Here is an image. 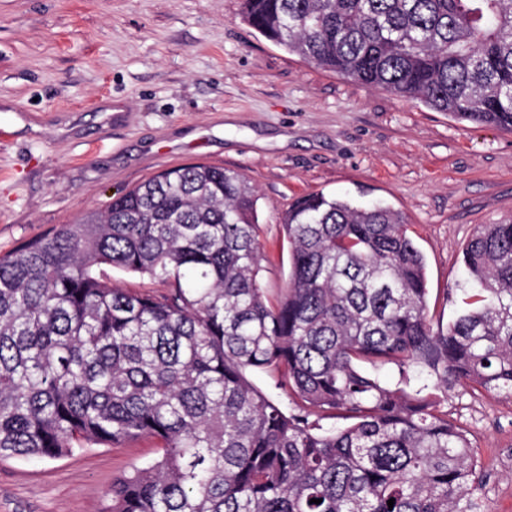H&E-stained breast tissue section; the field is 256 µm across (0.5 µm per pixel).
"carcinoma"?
<instances>
[{
	"label": "carcinoma",
	"mask_w": 512,
	"mask_h": 512,
	"mask_svg": "<svg viewBox=\"0 0 512 512\" xmlns=\"http://www.w3.org/2000/svg\"><path fill=\"white\" fill-rule=\"evenodd\" d=\"M242 18L322 69L512 132V0H243ZM258 200L235 171L181 165L0 256V458L157 439L102 512H483L442 405L456 386L512 395V218L477 225L465 308L435 328L402 213L296 199L272 300ZM109 274L112 277V282L122 288H130L137 292L150 294H161L166 291V288L156 281L128 273L121 269L109 270Z\"/></svg>",
	"instance_id": "cac0c4a2"
}]
</instances>
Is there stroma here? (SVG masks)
Here are the masks:
<instances>
[{"mask_svg": "<svg viewBox=\"0 0 512 512\" xmlns=\"http://www.w3.org/2000/svg\"><path fill=\"white\" fill-rule=\"evenodd\" d=\"M242 0H0V256L187 163L260 197L270 296L288 285L281 218L322 192L400 211L427 263L428 317L460 309L461 252L512 217V132L345 79L274 46ZM488 512H512V397L450 391ZM160 453L139 438L0 459V512H99L112 478Z\"/></svg>", "mask_w": 512, "mask_h": 512, "instance_id": "1", "label": "stroma"}]
</instances>
